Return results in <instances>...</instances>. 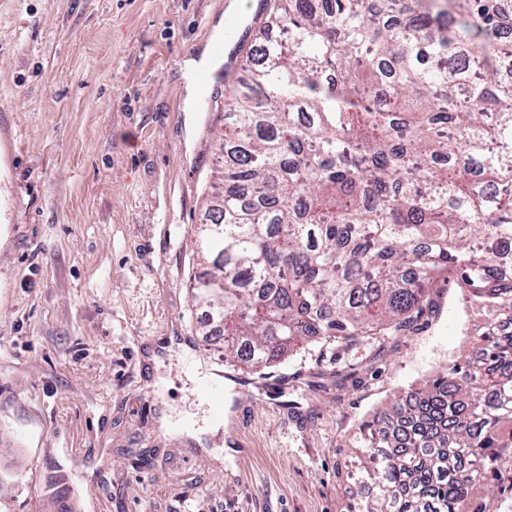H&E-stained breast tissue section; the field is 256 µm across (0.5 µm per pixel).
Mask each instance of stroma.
<instances>
[{"instance_id":"stroma-1","label":"stroma","mask_w":512,"mask_h":512,"mask_svg":"<svg viewBox=\"0 0 512 512\" xmlns=\"http://www.w3.org/2000/svg\"><path fill=\"white\" fill-rule=\"evenodd\" d=\"M228 2L0 0V512H345L358 425L465 347L473 313L436 284L410 328L233 365L211 432L196 228L254 0L186 98Z\"/></svg>"}]
</instances>
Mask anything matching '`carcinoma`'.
Returning <instances> with one entry per match:
<instances>
[{"instance_id": "1", "label": "carcinoma", "mask_w": 512, "mask_h": 512, "mask_svg": "<svg viewBox=\"0 0 512 512\" xmlns=\"http://www.w3.org/2000/svg\"><path fill=\"white\" fill-rule=\"evenodd\" d=\"M230 87L198 255L200 335L254 373L424 309L452 280L470 350L353 435L348 512H481L512 474V0H276Z\"/></svg>"}]
</instances>
